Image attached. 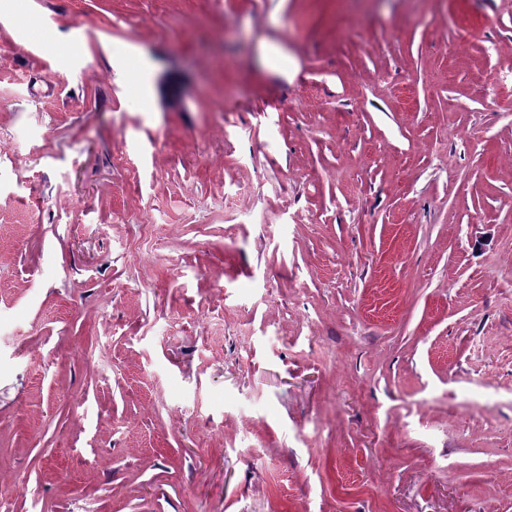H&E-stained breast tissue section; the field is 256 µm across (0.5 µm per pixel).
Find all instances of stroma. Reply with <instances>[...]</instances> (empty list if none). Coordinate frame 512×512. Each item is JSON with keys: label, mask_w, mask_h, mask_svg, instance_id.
Instances as JSON below:
<instances>
[{"label": "stroma", "mask_w": 512, "mask_h": 512, "mask_svg": "<svg viewBox=\"0 0 512 512\" xmlns=\"http://www.w3.org/2000/svg\"><path fill=\"white\" fill-rule=\"evenodd\" d=\"M1 486L512 512V0H0Z\"/></svg>", "instance_id": "35a3bbf8"}]
</instances>
